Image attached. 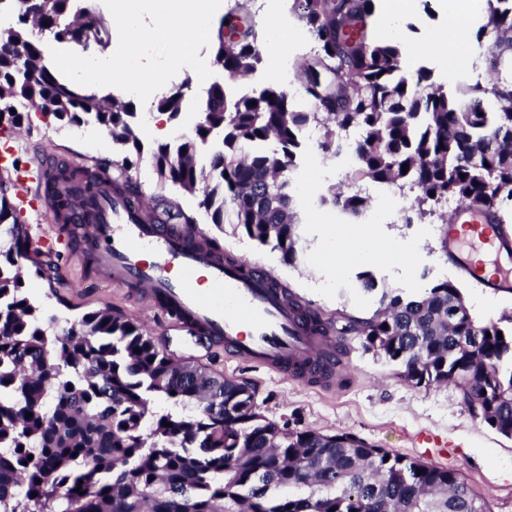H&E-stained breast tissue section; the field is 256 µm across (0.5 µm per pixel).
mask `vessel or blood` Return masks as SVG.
<instances>
[{
	"label": "vessel or blood",
	"mask_w": 512,
	"mask_h": 512,
	"mask_svg": "<svg viewBox=\"0 0 512 512\" xmlns=\"http://www.w3.org/2000/svg\"><path fill=\"white\" fill-rule=\"evenodd\" d=\"M51 176L47 162L35 161L22 178L23 194L45 196ZM69 213L90 218L86 247L109 280L134 282L145 302L162 303L169 318L192 322L233 359L300 384H329L323 359L333 344L301 320L282 292L271 290L266 274L239 275L189 245L177 229L148 223L138 206L113 196L106 185L74 198ZM469 228L467 242L450 241L454 255L467 250L503 256L512 248V232L495 233L477 219Z\"/></svg>",
	"instance_id": "1"
}]
</instances>
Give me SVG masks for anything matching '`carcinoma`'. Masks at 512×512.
Listing matches in <instances>:
<instances>
[{
  "label": "carcinoma",
  "instance_id": "1",
  "mask_svg": "<svg viewBox=\"0 0 512 512\" xmlns=\"http://www.w3.org/2000/svg\"><path fill=\"white\" fill-rule=\"evenodd\" d=\"M486 2L476 43L492 58L493 77L450 96L427 70L406 71L401 43L376 28L375 0H292L315 44L294 72L310 110H294L285 87L230 99L214 85L194 135L153 151L160 183L199 193L198 208L212 223L233 225L292 264L299 237L289 173L301 164L303 133L320 128L316 146L334 157L342 134L356 130L350 190L331 191L322 203L358 217L369 196L356 184L371 181L414 193L404 224L433 215L448 199L493 226L511 224L512 0ZM84 12L75 29L61 23L58 9L36 23L79 42L103 29L90 8ZM12 38L23 49L0 50L1 117L23 118L3 104L5 95L47 103L44 118L94 122L124 151L142 155L133 102L59 79L25 31ZM218 43L216 62L229 81L257 71L262 50L245 4L224 13ZM183 99L181 90L163 94L154 107L177 120ZM213 134L222 148L199 167L196 140ZM58 173L66 183L110 180L112 193L139 195L123 171L112 179L66 166ZM0 227L8 237L0 247V512H488L452 470L353 434L279 426L258 411L250 387L174 361L141 325L109 307L61 325L24 292L20 262L36 250L4 183ZM302 315L337 337L336 363L347 354L345 337L357 335L412 385L453 384L474 418L512 438L511 314L477 319L444 280L416 298L385 289L368 318L325 319L314 309ZM155 398L175 411L156 413Z\"/></svg>",
  "mask_w": 512,
  "mask_h": 512
}]
</instances>
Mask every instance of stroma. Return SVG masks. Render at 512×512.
Masks as SVG:
<instances>
[{"mask_svg":"<svg viewBox=\"0 0 512 512\" xmlns=\"http://www.w3.org/2000/svg\"><path fill=\"white\" fill-rule=\"evenodd\" d=\"M263 48V62L251 76L233 83L236 91L263 89L273 85L274 72L288 68L291 60L308 57L312 43L305 29L289 10L287 0H248ZM377 12L388 13L395 38L406 51L409 70L427 67L435 83L449 92L475 82L484 73L485 60L473 70L448 71L435 58L414 54L416 44L445 32L448 17L438 0H409L396 7L394 0H377ZM286 27L290 36L287 51L272 46L265 27L266 19ZM170 87L185 88V112L178 123H167L166 133L140 127L139 137L145 154L126 161L119 150L105 152L98 144L100 128L94 124L59 127L45 124L35 105L20 104L29 115L20 126L0 124V158L10 161L9 171H0V182L15 184L31 159L45 157L54 165L108 170L117 175L125 167L141 191L143 209H152L156 196L173 201L196 226L215 238L225 253L247 260L263 269L272 281L286 287L302 303L327 317L348 314L364 318L377 308V296L354 284L358 272L372 270L379 287L399 288L408 296L421 294L439 280H448L460 289L472 314L482 320L512 314V293H492L473 278L449 263L441 249L443 217L446 208H437L434 218L407 225L389 223L385 214L401 209L406 202L370 188L371 201L365 214L351 217L339 209L321 205L320 198L348 170L346 155L323 158L315 144H308L299 170L293 176L295 211L300 235L299 255L286 264L278 251L259 246L232 225L217 227L198 208V199L174 186H160L150 154L158 144L171 141L175 127L192 133L200 121L199 107L206 87L192 81L187 69H180L169 81ZM21 222L29 229L34 247L50 257L57 278L47 281L37 276L32 261H25L23 275L26 293L34 305L70 321L89 312L112 307L138 320L155 344L172 358L207 368L211 372L247 383L264 416L277 424L311 428L326 434L351 433L388 451L419 459L425 463L458 472L470 489L485 501L490 512H512V438L505 437L473 417L451 385L415 387L399 378L395 367L384 358L367 351L358 336L346 339L348 353L343 373L346 384L329 390L301 385L225 357L222 347L200 334L186 322L162 319L156 309L142 301L132 284L114 285L98 273H85L69 237L57 236L48 218L47 203L23 205ZM373 223L381 249L403 253L396 263L368 265L364 261L343 264L340 274L329 276L326 263L333 259L328 225Z\"/></svg>","mask_w":512,"mask_h":512,"instance_id":"stroma-1","label":"stroma"}]
</instances>
